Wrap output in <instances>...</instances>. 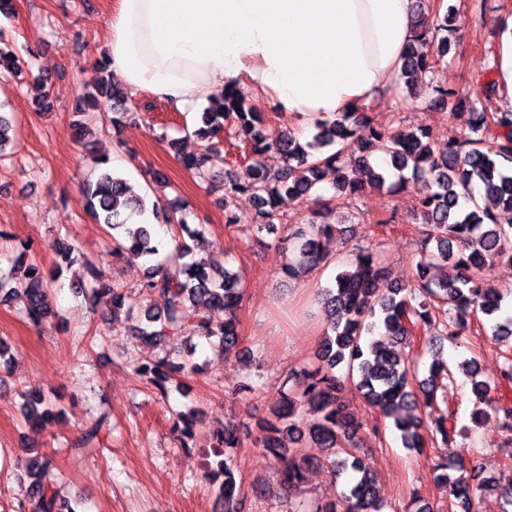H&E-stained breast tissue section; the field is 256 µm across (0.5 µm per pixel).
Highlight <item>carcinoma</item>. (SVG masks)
Wrapping results in <instances>:
<instances>
[{"label": "carcinoma", "mask_w": 512, "mask_h": 512, "mask_svg": "<svg viewBox=\"0 0 512 512\" xmlns=\"http://www.w3.org/2000/svg\"><path fill=\"white\" fill-rule=\"evenodd\" d=\"M415 35L403 58L400 80L410 96L422 99L427 89L418 76L433 67L434 60L448 55L450 39L448 15L429 13L426 0H416ZM441 32L439 41L432 33ZM23 63L13 48L0 37V78L5 80L21 73ZM98 79L93 91L76 103V112L95 110L108 119L112 128L120 129L123 121L138 115L139 106L129 93L112 84L107 61L97 66ZM496 83L489 82L475 92L470 103L472 112L465 120L467 131L448 130L445 151L432 146V132H385L371 126L359 112H345L340 118L316 120L313 141L303 144L290 133L275 143L264 138L261 128L264 114L241 90L224 92L222 102L208 107L197 123L184 131L202 143V151L176 153L181 167L203 181H210L206 168L208 154L224 143L231 132L238 141L249 146L252 155L251 180L240 183L232 176L220 182L224 194L245 193L256 204L257 228L277 232L279 202L286 196L308 198L321 181L322 172H336L335 193L355 195L367 188L385 186L389 169L408 171L411 177H427L428 192L419 199L417 210L427 226L424 251L416 273L406 284L389 282L370 252L358 251L349 267L335 276V284L321 292L327 313V330L318 348L319 366L298 378L297 390L281 396L279 402L257 424L256 442L262 453L277 466L283 485L293 488L304 481L312 458L299 448L285 445V437L308 436V444L329 448L335 455L331 467L339 472L352 471L346 489L339 499L316 505L315 512H382L375 480L364 461L352 453L360 436L380 435L376 423L358 420L348 409L345 390L354 386L366 404L386 418L394 420L403 447L409 450L431 443L444 445L455 439V411L447 407L421 417L420 408L441 402L448 404V388L454 377L448 367L433 364L429 376L420 380L412 356L397 352L401 344H411L413 331H428L432 326L426 305L414 307L416 294L448 304L446 325L463 323L475 311L492 316L502 308L503 294L487 284L485 275L495 264H512V112L491 111ZM11 120L0 113V161L8 157ZM357 155L363 177L356 178L341 166L344 152ZM274 152L282 158V166L268 169L262 158ZM96 178L84 187L85 208L99 224L109 230L112 246L108 254L116 259L141 261L147 265V276L141 291L147 297L157 294L166 298L164 312L148 308L139 315L124 308V291L100 281V272L89 270L90 280L77 284L78 294L111 296L112 314L125 313L137 317V335L148 345L165 344L179 351L181 329L185 320L195 317L201 335L215 339L229 357L241 353V336L236 311L244 299V288L238 275L226 268L209 270L194 258L195 249L204 238L206 227L191 226L183 206L147 200L136 192L127 179L108 167V159L94 160ZM482 192V200L469 197L471 206L463 207L460 197L473 186ZM150 214L154 224L176 227L170 238H159L153 224L132 226V216ZM287 232L292 257L281 267V275L290 281H301L307 274L330 263L323 242L336 234L338 227L326 222L303 220L283 226ZM466 244L465 251L453 252L452 243ZM181 251L190 261L176 271L164 267L158 258L168 245ZM22 251L10 270L0 274V305L19 298L23 317L33 327L43 329L55 313L50 297L53 284L62 271H46L30 257L32 245H21ZM56 253L69 265L81 260L73 241H56ZM452 262L456 274L433 281L431 267ZM347 367L346 375L336 368ZM201 366L190 357L139 358L132 363L134 374L165 394L167 383L177 375L200 371ZM471 377L476 407L470 414L474 426L481 425L493 410L497 415L504 444L512 445V405L491 397L497 387L477 379L475 361L462 365ZM22 411L28 425L37 426L60 415L45 393L35 391L23 395ZM98 420L74 444L72 458L79 460L96 451L95 441L103 427ZM198 417L193 410L176 413L174 430L181 447L195 446ZM212 448L217 460L207 462L206 477L215 488L224 512H244L246 497L237 482L233 449L240 442L239 423L224 421L213 433ZM54 460L45 454L30 455L23 465V477L17 512H80L78 505L61 498L54 489ZM437 483L448 488L451 512H481V492L491 481L464 461L437 466Z\"/></svg>", "instance_id": "carcinoma-1"}]
</instances>
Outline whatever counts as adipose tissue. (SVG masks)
<instances>
[{
	"label": "adipose tissue",
	"instance_id": "ef3b65f1",
	"mask_svg": "<svg viewBox=\"0 0 512 512\" xmlns=\"http://www.w3.org/2000/svg\"><path fill=\"white\" fill-rule=\"evenodd\" d=\"M413 34L412 0H114L107 60L180 110L247 88L306 125L394 87Z\"/></svg>",
	"mask_w": 512,
	"mask_h": 512
}]
</instances>
